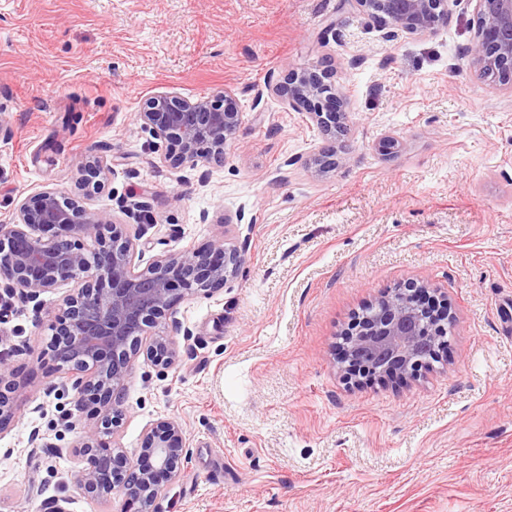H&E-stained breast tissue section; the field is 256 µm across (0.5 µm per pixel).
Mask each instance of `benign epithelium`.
<instances>
[{
	"instance_id": "benign-epithelium-1",
	"label": "benign epithelium",
	"mask_w": 512,
	"mask_h": 512,
	"mask_svg": "<svg viewBox=\"0 0 512 512\" xmlns=\"http://www.w3.org/2000/svg\"><path fill=\"white\" fill-rule=\"evenodd\" d=\"M389 35L432 33L448 22L445 0H345ZM478 29L467 49L473 66L493 83L512 87V0H476ZM272 90L310 115L325 135L314 156L322 169L343 162L338 145L347 135L346 98L332 81V71L313 65L292 70ZM135 119L167 144L163 161L173 168H193L224 157L239 112L229 91L198 99L162 94L149 98ZM109 171L98 155L77 163L83 191L103 184ZM94 233L87 253L81 238ZM242 254L221 243L162 255L145 267L135 262L133 243L105 217H92L76 198L45 188L25 199L11 224L0 225V280L11 295L34 301L45 292L71 284L61 298L62 314L52 324L50 347L56 369L75 377L81 400L93 419L79 418L76 448L85 466L75 480L90 497L125 496L123 512H153L158 494L175 479L185 448L182 428L162 420L143 436L140 457L128 461L108 436L120 414L124 386L141 336L159 325L185 298L213 292L237 273ZM425 284L397 288L378 302L369 318L354 316L343 332L339 354L345 368L361 367L382 377L405 379L429 364L436 338L447 335L444 301L425 304ZM156 366L170 368L178 353L165 336L146 349ZM9 364L0 361V429L15 415L17 391Z\"/></svg>"
}]
</instances>
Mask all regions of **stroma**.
I'll list each match as a JSON object with an SVG mask.
<instances>
[{
	"label": "stroma",
	"instance_id": "stroma-1",
	"mask_svg": "<svg viewBox=\"0 0 512 512\" xmlns=\"http://www.w3.org/2000/svg\"><path fill=\"white\" fill-rule=\"evenodd\" d=\"M447 9L435 32L388 38L344 0H0V225L41 189L78 194L95 154L110 171L79 200L142 263L244 250L222 289L143 336H169L177 364L138 355L126 383L114 447L135 460L161 420L186 440L156 512H512V89L468 59L475 0ZM323 60L350 124L325 173L316 123L266 87ZM225 89L241 121L223 161L164 164L135 112ZM411 282L448 300L441 358L404 381L346 380L341 331ZM59 311L53 291L0 319L18 386L0 512H122V493L74 480L81 402L47 347Z\"/></svg>",
	"mask_w": 512,
	"mask_h": 512
}]
</instances>
